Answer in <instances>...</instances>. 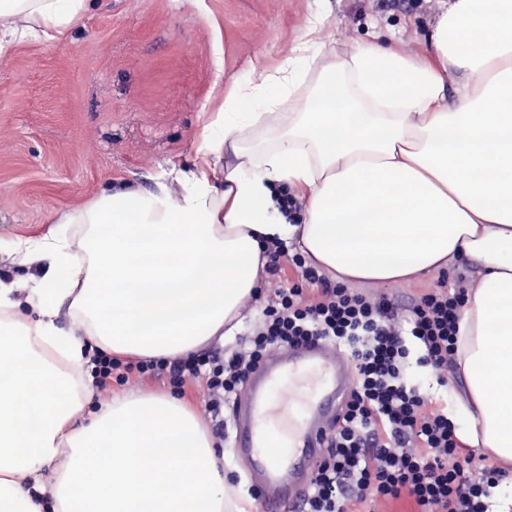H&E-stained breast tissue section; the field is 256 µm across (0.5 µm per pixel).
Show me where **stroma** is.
<instances>
[{"instance_id":"stroma-1","label":"stroma","mask_w":512,"mask_h":512,"mask_svg":"<svg viewBox=\"0 0 512 512\" xmlns=\"http://www.w3.org/2000/svg\"><path fill=\"white\" fill-rule=\"evenodd\" d=\"M440 0H102L60 41L34 38L0 52V273L41 288L24 247L78 234L61 218L89 209L120 183L154 187L191 164L204 126L232 88L273 72L325 26L297 111L336 57L376 34L407 55L428 54Z\"/></svg>"}]
</instances>
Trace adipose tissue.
<instances>
[{
  "instance_id": "adipose-tissue-1",
  "label": "adipose tissue",
  "mask_w": 512,
  "mask_h": 512,
  "mask_svg": "<svg viewBox=\"0 0 512 512\" xmlns=\"http://www.w3.org/2000/svg\"><path fill=\"white\" fill-rule=\"evenodd\" d=\"M97 6L0 0V46L60 40ZM426 39L422 64L356 45L273 147L246 148L277 116L240 100L267 83L292 95L310 69L286 59L225 98L191 166L150 190L113 187L67 216L89 227L78 243L32 250L48 264L35 316L0 281V512H247L176 399L131 394L79 427L72 374L91 344L146 359L206 348L256 288L262 247L291 239L343 282L478 268L457 336L469 395L448 416L467 445L512 463V0H449ZM79 255L86 267L61 283Z\"/></svg>"
}]
</instances>
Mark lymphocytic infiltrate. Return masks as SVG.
<instances>
[{
  "label": "lymphocytic infiltrate",
  "mask_w": 512,
  "mask_h": 512,
  "mask_svg": "<svg viewBox=\"0 0 512 512\" xmlns=\"http://www.w3.org/2000/svg\"><path fill=\"white\" fill-rule=\"evenodd\" d=\"M266 276L252 298L260 303L248 348H213L185 358L122 361L95 352L91 376L101 391L148 376L176 395L199 381L215 438H223L227 408L249 372L277 349L323 340L351 363L354 386L326 439V452L298 512H363L408 497L418 512H488L493 488L505 478L484 455L458 454L457 426L446 406L411 381L413 367L444 381L456 353L464 289L446 281L410 305L388 293L364 294L330 280L301 253L268 247ZM298 277L283 280L286 268Z\"/></svg>",
  "instance_id": "obj_1"
}]
</instances>
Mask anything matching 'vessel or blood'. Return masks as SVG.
<instances>
[{
  "label": "vessel or blood",
  "mask_w": 512,
  "mask_h": 512,
  "mask_svg": "<svg viewBox=\"0 0 512 512\" xmlns=\"http://www.w3.org/2000/svg\"><path fill=\"white\" fill-rule=\"evenodd\" d=\"M352 384L348 360L321 343L276 351L251 377L232 451L247 462L265 512H293L300 503Z\"/></svg>",
  "instance_id": "vessel-or-blood-1"
}]
</instances>
